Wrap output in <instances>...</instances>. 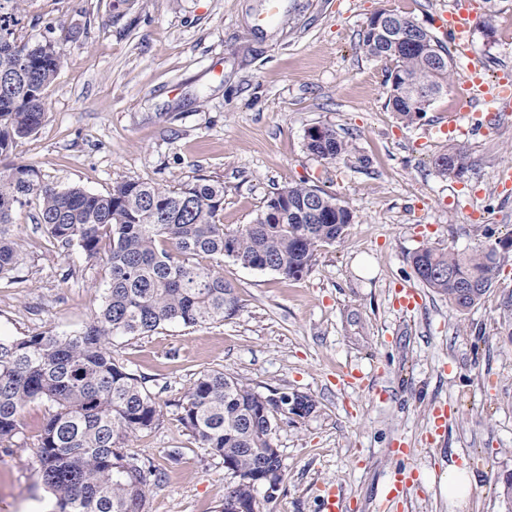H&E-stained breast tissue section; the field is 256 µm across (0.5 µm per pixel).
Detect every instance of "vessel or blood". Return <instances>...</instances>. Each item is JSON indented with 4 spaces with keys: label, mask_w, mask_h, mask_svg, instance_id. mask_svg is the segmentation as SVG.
I'll list each match as a JSON object with an SVG mask.
<instances>
[{
    "label": "vessel or blood",
    "mask_w": 512,
    "mask_h": 512,
    "mask_svg": "<svg viewBox=\"0 0 512 512\" xmlns=\"http://www.w3.org/2000/svg\"><path fill=\"white\" fill-rule=\"evenodd\" d=\"M479 20L475 0H456L451 11L439 17L441 28L454 40L460 54H468L470 34ZM458 105L455 112L449 113L442 130L455 138L468 137L473 129L476 109H485V122L496 121L497 105L512 102V73L502 72L494 82H487L481 66L471 65L464 83L457 91Z\"/></svg>",
    "instance_id": "vessel-or-blood-1"
}]
</instances>
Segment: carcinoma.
<instances>
[{"label": "carcinoma", "instance_id": "obj_1", "mask_svg": "<svg viewBox=\"0 0 512 512\" xmlns=\"http://www.w3.org/2000/svg\"><path fill=\"white\" fill-rule=\"evenodd\" d=\"M25 0H0V158L18 137L34 133L45 118V95L64 62L52 41L25 43L23 71L11 46L12 26ZM391 29L361 34L367 55L392 62L386 75V105L409 124L413 108L448 91L451 58L430 32L393 12ZM318 158L334 161L351 143L332 126L306 141ZM437 173L462 179L474 170L469 153L450 147L434 159ZM37 201L38 223L64 247L76 246L92 259L103 237L112 239L105 302L85 331L61 336L45 331L0 337V440L12 438L30 403L45 400L54 412L41 431L36 459L43 484L58 512H142L150 490L151 467L121 451V443L152 428L157 407L142 379L112 356V338L141 336L172 323L195 326L235 314L234 287L219 273L191 262L200 255L227 258L245 268L299 278L317 252L341 240L353 214L335 195L305 182L267 197L253 222H220L224 185L198 178L180 188L124 181L105 194L79 187L58 190L31 165L0 170V279L21 264L10 234L14 215ZM512 255V236L498 238L475 254L424 248L412 256L415 276L460 311L480 303L493 286L501 261ZM316 410L308 395L295 408L282 396H265L224 372L201 375L185 395L180 421L201 447L236 468L227 486L223 512H259L256 492L266 471L282 480L274 451L280 417L305 418Z\"/></svg>", "mask_w": 512, "mask_h": 512}]
</instances>
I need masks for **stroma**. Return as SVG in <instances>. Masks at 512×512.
Instances as JSON below:
<instances>
[{"label":"stroma","instance_id":"1","mask_svg":"<svg viewBox=\"0 0 512 512\" xmlns=\"http://www.w3.org/2000/svg\"><path fill=\"white\" fill-rule=\"evenodd\" d=\"M450 2L280 0L271 21L268 0H26L15 39L58 42L65 59L43 123L16 139L10 161L56 188L93 193L127 180L177 188L204 177L223 184L220 220L231 225L251 223L271 192L302 181L354 215L297 279L196 256L235 289L238 309L224 321L113 338L114 357L144 378L159 413L124 448L159 477L143 512L222 510L224 460L180 422L185 393L212 370L266 396L317 403L307 418L280 421L284 479L261 512H321L318 489L329 483L341 490L342 512H449L443 472L452 462L475 477L470 512H512L499 486L512 473V342L501 306L512 258L469 311L426 288L414 310L393 303L396 289L420 287L417 250L474 253L490 236L512 235V198L497 188L499 172L512 168V107L464 139L474 172L443 178L432 161L451 144L440 125L453 94L401 123L386 107L389 62L360 44L382 9L450 44L437 25ZM494 27L490 38L474 30L452 83L471 60L491 74L512 69V0H500ZM319 125L350 137L351 153L332 162L311 154L306 135ZM473 210L482 221L469 220ZM37 217L33 204L15 216L23 262L0 280V336L74 335L104 303L110 240L90 260L58 246ZM51 412L30 404L15 436L0 442V512H30L49 498L35 451ZM402 446L407 455H397ZM401 466L414 485L388 499Z\"/></svg>","mask_w":512,"mask_h":512}]
</instances>
